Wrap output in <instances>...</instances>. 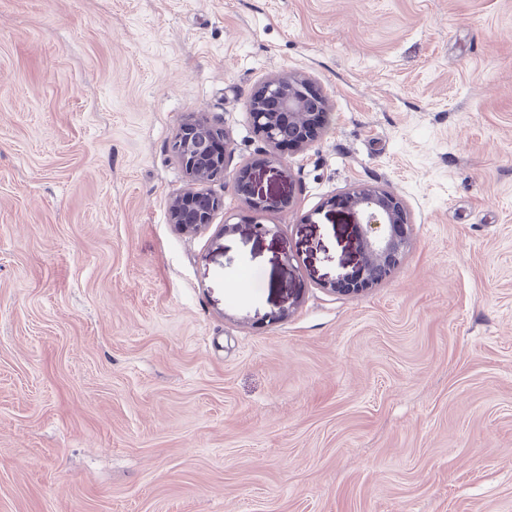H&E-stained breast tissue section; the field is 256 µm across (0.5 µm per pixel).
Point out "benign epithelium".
Wrapping results in <instances>:
<instances>
[{"mask_svg": "<svg viewBox=\"0 0 512 512\" xmlns=\"http://www.w3.org/2000/svg\"><path fill=\"white\" fill-rule=\"evenodd\" d=\"M327 99L311 95L309 78L284 73L266 80L250 101V120L272 150V161L289 141L303 150L315 142L322 127L308 122L312 113L326 114ZM185 176L198 190L172 197L169 223L184 232H198L211 224L214 213L223 207L221 197L202 185L224 179L226 158L231 152L224 128L207 118L185 122L172 144ZM341 204L358 218L359 263L356 275L336 281V291L359 294L382 281L400 266L411 246L410 224L402 198L384 188L362 185L347 192Z\"/></svg>", "mask_w": 512, "mask_h": 512, "instance_id": "1", "label": "benign epithelium"}]
</instances>
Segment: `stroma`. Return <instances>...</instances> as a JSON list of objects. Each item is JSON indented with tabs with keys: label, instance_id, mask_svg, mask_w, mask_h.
Masks as SVG:
<instances>
[{
	"label": "stroma",
	"instance_id": "1",
	"mask_svg": "<svg viewBox=\"0 0 512 512\" xmlns=\"http://www.w3.org/2000/svg\"><path fill=\"white\" fill-rule=\"evenodd\" d=\"M193 114L287 207L170 224ZM359 184L412 247L336 292ZM0 512H512V0H0ZM328 102L322 96L311 95L309 78L301 74L284 73L266 80L250 101V120L271 148L272 162L280 163L278 153L293 140L296 150L315 142L322 126L311 125L308 116L327 114Z\"/></svg>",
	"mask_w": 512,
	"mask_h": 512
}]
</instances>
